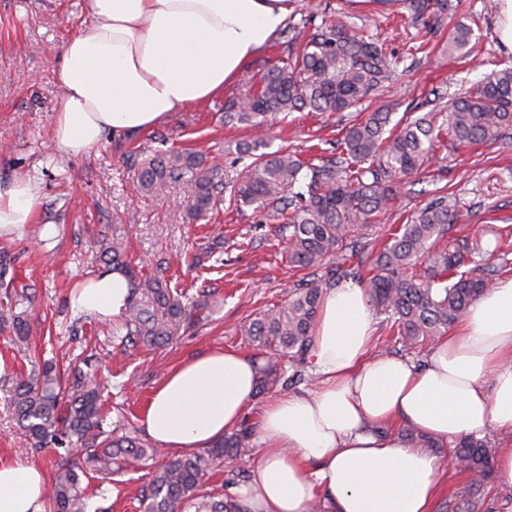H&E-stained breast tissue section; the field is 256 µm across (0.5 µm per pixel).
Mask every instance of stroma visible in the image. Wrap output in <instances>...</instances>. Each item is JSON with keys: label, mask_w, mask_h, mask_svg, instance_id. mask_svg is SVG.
<instances>
[{"label": "stroma", "mask_w": 512, "mask_h": 512, "mask_svg": "<svg viewBox=\"0 0 512 512\" xmlns=\"http://www.w3.org/2000/svg\"><path fill=\"white\" fill-rule=\"evenodd\" d=\"M486 0H462L458 13L473 30L472 52L465 57L440 54L435 40L430 54L416 52L417 27L411 26L402 0H296L285 28L242 71L240 80L221 97L173 113L160 125L132 138L105 137L89 155L65 159L53 150L51 131L62 91L54 79L64 42L85 24L82 0H0V178L22 175L37 180L43 204L36 223L22 234L0 240V261L9 265L14 288L29 298L18 304L34 328L50 331L33 358L13 349L8 332L0 331V462L36 465L46 481L58 474L57 449H26L15 420L12 393L1 378L9 372H29L33 363L51 359L62 365H82L92 356L98 376L108 382L104 394L105 427L113 429L117 408L141 415L164 377L184 360L211 350L254 355L240 328L266 311L285 304L301 270L289 265L287 241L275 223L260 222L253 207H214L205 218L189 222V196L182 184L170 183L152 195L136 188L135 168L128 155L155 146L164 136L169 148L199 149L226 174L243 169L235 147L254 137L251 128L224 123V104L240 96L246 81L280 64L289 41H302L308 24H320L333 14L349 16L355 27L384 39L400 64L392 83L372 98L373 105L395 100L400 114H411L431 88L450 93L465 90L494 70L512 67V53L498 45L493 12ZM339 114L294 112L274 120L266 133L272 149L286 148L302 159L319 155L342 135ZM446 188L457 218L445 238L447 245L467 244L487 254L498 241L512 240V137L491 145L457 146L442 138L428 171L406 179L380 213L364 243L379 252L388 228L405 222L438 188ZM54 233L42 238L43 225ZM125 241L137 269L152 272L169 263L173 285L196 292L214 289L208 321L168 346L123 351L112 345V323L80 314L68 304L74 283L101 272V246ZM413 445L431 449L445 466L443 491L433 512H446L449 499L466 484L464 473L448 464L450 446L422 435ZM260 439L250 452L225 460L207 482L235 493L247 484L260 460ZM147 477L103 483L89 479L91 512H140Z\"/></svg>", "instance_id": "35a3bbf8"}]
</instances>
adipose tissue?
<instances>
[{
  "label": "adipose tissue",
  "mask_w": 512,
  "mask_h": 512,
  "mask_svg": "<svg viewBox=\"0 0 512 512\" xmlns=\"http://www.w3.org/2000/svg\"><path fill=\"white\" fill-rule=\"evenodd\" d=\"M293 0H85L88 24L63 44L54 71L63 91L52 145L89 154L105 133L133 135L192 104L223 95L284 28ZM32 179H0V238L36 223ZM132 285L118 269L72 288V310L120 322ZM366 291L348 282L322 296L312 330L316 385L269 399L256 421L264 453L237 497L245 512H431L441 463L389 430L410 425L443 441L495 431L494 476L512 490V277L474 301L424 363L376 355ZM259 371L233 350L188 360L155 390L142 416L164 448H207L253 403ZM40 468L0 463V512H44Z\"/></svg>",
  "instance_id": "ef3b65f1"
}]
</instances>
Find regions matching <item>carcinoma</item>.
Segmentation results:
<instances>
[{
	"label": "carcinoma",
	"instance_id": "cac0c4a2",
	"mask_svg": "<svg viewBox=\"0 0 512 512\" xmlns=\"http://www.w3.org/2000/svg\"><path fill=\"white\" fill-rule=\"evenodd\" d=\"M411 22L425 24L427 33L448 30V56L469 53L472 28L457 18L451 0H408ZM392 55L377 38L354 30L343 17L331 16L310 29L306 41L288 49V60L269 68L244 96L224 105V123L253 129L273 116L292 112H346L358 107L391 83ZM433 90L416 108L426 113L389 129L395 107L380 105L345 127L327 156L304 161L280 149L266 152L256 138L236 146L252 159L234 180L222 177L196 151L156 149L138 152L139 188L153 193L169 182L184 184L190 194L189 219L197 220L230 193L233 205L256 206L259 221L279 224L288 235L289 261L302 269L328 268V277L302 281L288 302L241 328L258 350L257 395L283 389L304 377L311 347L310 330L324 291L352 279L368 294L379 312L388 315L399 341L416 346L448 332L470 304L491 285L498 266L475 264L462 245H440L453 214L448 197L435 195L401 225L377 255L368 258L369 276L347 265L363 248L360 231L391 201L397 182L417 173L431 160L434 138L446 131L459 144L495 143L512 130V68L492 72L474 89L445 105ZM106 270L120 269L133 288L122 329L112 336L120 346L164 347L199 323L209 309L211 291L194 296L170 287L160 268L151 274L135 271L126 260V245L114 240L103 249ZM16 350L26 353L35 343L28 318L0 312ZM14 414L32 448L53 446L65 474L45 490L49 512H87L83 478L98 479L144 468L160 449L134 432L104 429V382L78 366L63 378L57 366L44 362L29 373L12 376ZM255 424L224 434L209 448L172 457L149 473L142 512H243L235 497L203 490L202 478L213 467L251 447ZM82 457H70L73 444ZM470 474L461 499L451 512H479L482 490L489 482L495 449L484 440L463 437L451 449Z\"/></svg>",
	"mask_w": 512,
	"mask_h": 512
}]
</instances>
